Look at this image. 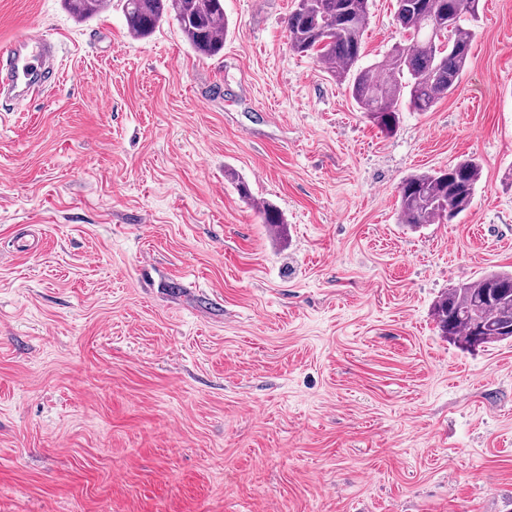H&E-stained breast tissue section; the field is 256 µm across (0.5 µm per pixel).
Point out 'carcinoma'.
<instances>
[{"instance_id":"cac0c4a2","label":"carcinoma","mask_w":512,"mask_h":512,"mask_svg":"<svg viewBox=\"0 0 512 512\" xmlns=\"http://www.w3.org/2000/svg\"><path fill=\"white\" fill-rule=\"evenodd\" d=\"M80 21L112 0H63ZM480 0H395L394 21L404 37L379 65L363 66L369 0H297L286 20L289 48L312 53L345 86L365 117L391 134L402 105L430 111L455 90L470 59ZM127 30L137 38L172 19L193 50L212 56L224 48V0H123ZM482 175L467 157L446 169L415 172L398 189V220L419 227L452 222L472 205ZM441 336L461 349L508 339L512 327V271H494L453 286L433 306Z\"/></svg>"}]
</instances>
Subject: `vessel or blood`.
I'll use <instances>...</instances> for the list:
<instances>
[{
  "instance_id": "obj_1",
  "label": "vessel or blood",
  "mask_w": 512,
  "mask_h": 512,
  "mask_svg": "<svg viewBox=\"0 0 512 512\" xmlns=\"http://www.w3.org/2000/svg\"><path fill=\"white\" fill-rule=\"evenodd\" d=\"M55 76L53 45L41 35L24 33L9 47L0 49V84L17 89L16 110H24L34 94Z\"/></svg>"
}]
</instances>
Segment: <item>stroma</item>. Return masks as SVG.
I'll use <instances>...</instances> for the list:
<instances>
[{"instance_id": "stroma-1", "label": "stroma", "mask_w": 512, "mask_h": 512, "mask_svg": "<svg viewBox=\"0 0 512 512\" xmlns=\"http://www.w3.org/2000/svg\"><path fill=\"white\" fill-rule=\"evenodd\" d=\"M293 5L224 0L203 58L120 0H0V48L40 34L60 70L0 99V512H512V340L462 351L432 314L512 269V0L390 135L289 48ZM468 156L469 210L399 223L403 178ZM67 10L80 21L91 20L112 6V0H63Z\"/></svg>"}]
</instances>
